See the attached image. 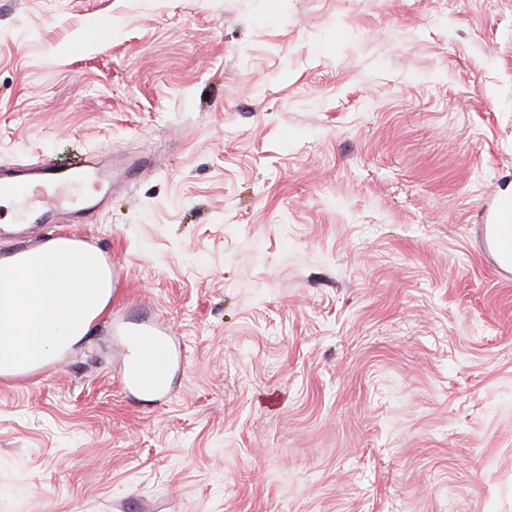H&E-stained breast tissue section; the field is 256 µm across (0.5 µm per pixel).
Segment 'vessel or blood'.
Returning <instances> with one entry per match:
<instances>
[{
    "label": "vessel or blood",
    "mask_w": 512,
    "mask_h": 512,
    "mask_svg": "<svg viewBox=\"0 0 512 512\" xmlns=\"http://www.w3.org/2000/svg\"><path fill=\"white\" fill-rule=\"evenodd\" d=\"M115 183L112 165L85 153L68 160L42 156L25 162H0V200L15 204L1 237L18 239L21 250L33 251L50 236L51 225L84 223L107 207ZM482 249L498 280L512 281V197L498 198L482 211L477 226ZM115 335L121 336L120 383L124 390L153 397L166 395L170 365L184 352L174 326L160 318L130 319L113 309Z\"/></svg>",
    "instance_id": "1"
}]
</instances>
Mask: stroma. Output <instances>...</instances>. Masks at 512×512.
<instances>
[{
    "mask_svg": "<svg viewBox=\"0 0 512 512\" xmlns=\"http://www.w3.org/2000/svg\"><path fill=\"white\" fill-rule=\"evenodd\" d=\"M86 151L186 357L0 384V512H512V0H0V161ZM477 225L482 250L491 258V270L498 280L512 281V197L498 198L481 213Z\"/></svg>",
    "mask_w": 512,
    "mask_h": 512,
    "instance_id": "1",
    "label": "stroma"
}]
</instances>
